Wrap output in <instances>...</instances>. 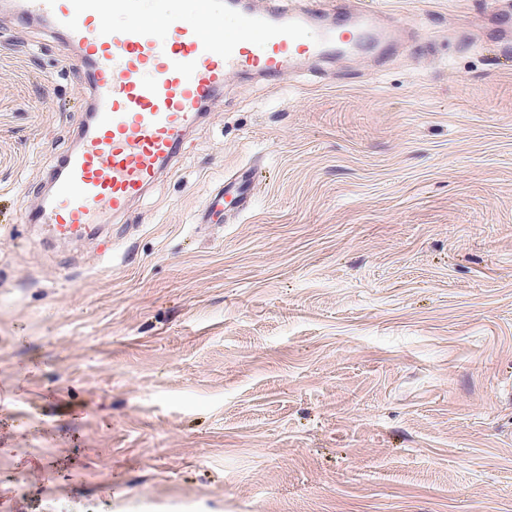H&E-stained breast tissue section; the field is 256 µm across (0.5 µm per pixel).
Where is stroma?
Returning a JSON list of instances; mask_svg holds the SVG:
<instances>
[{"instance_id": "stroma-1", "label": "stroma", "mask_w": 512, "mask_h": 512, "mask_svg": "<svg viewBox=\"0 0 512 512\" xmlns=\"http://www.w3.org/2000/svg\"><path fill=\"white\" fill-rule=\"evenodd\" d=\"M234 75L94 241L19 224L70 50L0 15V512H512V62L497 0ZM254 163V205L195 217Z\"/></svg>"}]
</instances>
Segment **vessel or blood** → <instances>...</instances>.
Here are the masks:
<instances>
[{
    "instance_id": "1",
    "label": "vessel or blood",
    "mask_w": 512,
    "mask_h": 512,
    "mask_svg": "<svg viewBox=\"0 0 512 512\" xmlns=\"http://www.w3.org/2000/svg\"><path fill=\"white\" fill-rule=\"evenodd\" d=\"M310 0L295 10L269 0L239 7L232 0H200L193 18L170 13L168 0H0V13L59 34L84 75L88 120L76 145L51 170L50 192L22 224H45L60 239L95 232L104 216L123 215L176 161L204 107L221 102L226 75L252 72L278 80L310 59L342 48L395 42L405 21L385 22L371 11L343 14ZM234 14L223 42L210 35ZM500 45L512 52V7L495 17ZM253 178L240 168L210 197L208 223L224 206L248 209Z\"/></svg>"
}]
</instances>
